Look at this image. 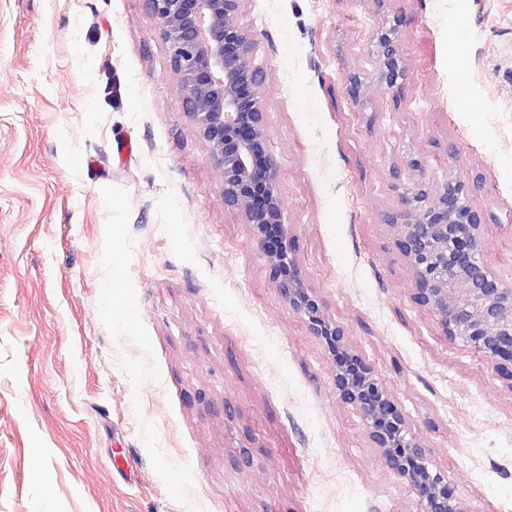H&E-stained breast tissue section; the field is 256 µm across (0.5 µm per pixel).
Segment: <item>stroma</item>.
I'll return each instance as SVG.
<instances>
[{
  "instance_id": "35a3bbf8",
  "label": "stroma",
  "mask_w": 512,
  "mask_h": 512,
  "mask_svg": "<svg viewBox=\"0 0 512 512\" xmlns=\"http://www.w3.org/2000/svg\"><path fill=\"white\" fill-rule=\"evenodd\" d=\"M239 22L303 278L464 512H512V383L413 302L385 225L456 176L512 285V0ZM0 512H419L225 205L144 0H0ZM394 38L388 32L377 34V46L381 54L380 79L386 88L392 89L403 72V59L398 53Z\"/></svg>"
}]
</instances>
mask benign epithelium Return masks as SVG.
<instances>
[{
	"label": "benign epithelium",
	"mask_w": 512,
	"mask_h": 512,
	"mask_svg": "<svg viewBox=\"0 0 512 512\" xmlns=\"http://www.w3.org/2000/svg\"><path fill=\"white\" fill-rule=\"evenodd\" d=\"M242 0H146L160 21L171 61L180 74L189 114L224 180V203L238 209L262 249L270 276L288 304L306 320L332 356L336 392L355 406L387 466L407 482L420 512H463L419 441L404 435L405 415L375 369L354 350L344 328L329 319L288 249L283 204L268 152L265 112L253 65V42L239 24ZM380 79L396 87L403 59L388 32L377 34ZM403 222L386 226L412 276L413 301L432 315L452 343L482 354L512 382V288L484 260L482 214L463 181L448 177L433 192L412 183Z\"/></svg>",
	"instance_id": "1"
}]
</instances>
